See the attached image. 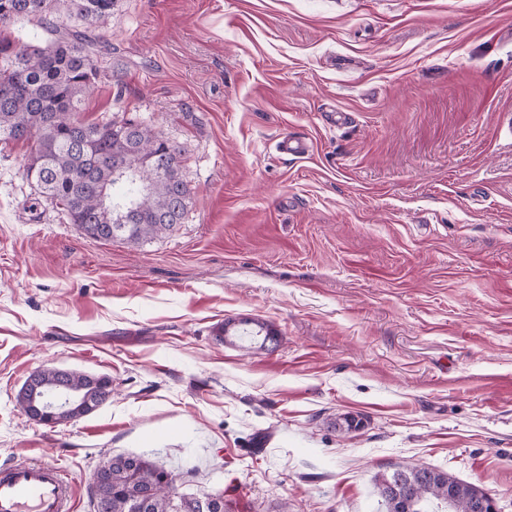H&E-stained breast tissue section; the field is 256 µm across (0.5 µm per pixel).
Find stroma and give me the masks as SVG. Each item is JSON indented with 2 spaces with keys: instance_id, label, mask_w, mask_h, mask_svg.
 <instances>
[{
  "instance_id": "1",
  "label": "stroma",
  "mask_w": 512,
  "mask_h": 512,
  "mask_svg": "<svg viewBox=\"0 0 512 512\" xmlns=\"http://www.w3.org/2000/svg\"><path fill=\"white\" fill-rule=\"evenodd\" d=\"M91 31L82 117L149 120L192 203L95 241L0 144V464L55 461L75 512L117 454L235 512H379L397 464L512 512V0H113ZM290 134L308 156L278 154ZM46 366L112 397L30 420Z\"/></svg>"
}]
</instances>
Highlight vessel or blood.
Here are the masks:
<instances>
[{
    "label": "vessel or blood",
    "mask_w": 512,
    "mask_h": 512,
    "mask_svg": "<svg viewBox=\"0 0 512 512\" xmlns=\"http://www.w3.org/2000/svg\"><path fill=\"white\" fill-rule=\"evenodd\" d=\"M67 473L51 461L0 466V512H73Z\"/></svg>",
    "instance_id": "b4317fda"
}]
</instances>
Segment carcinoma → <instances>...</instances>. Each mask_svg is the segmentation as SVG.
I'll list each match as a JSON object with an SVG mask.
<instances>
[{
  "label": "carcinoma",
  "instance_id": "cac0c4a2",
  "mask_svg": "<svg viewBox=\"0 0 512 512\" xmlns=\"http://www.w3.org/2000/svg\"><path fill=\"white\" fill-rule=\"evenodd\" d=\"M111 8L112 0H0V143H33L26 179L86 237L137 246L184 222L191 189L180 172L181 148L150 125L79 116L97 76V38L62 18L91 24ZM21 20L39 23L51 38L30 44L5 34ZM114 159L127 175H114ZM31 377L45 391L59 382L53 367ZM67 383L93 400L112 394L106 376L92 381L73 370ZM175 477L146 456H113L92 476L95 512H199L197 497L177 492ZM406 486L415 494L402 502L393 488ZM376 488L386 512H472L475 492L445 472L403 465Z\"/></svg>",
  "mask_w": 512,
  "mask_h": 512
}]
</instances>
